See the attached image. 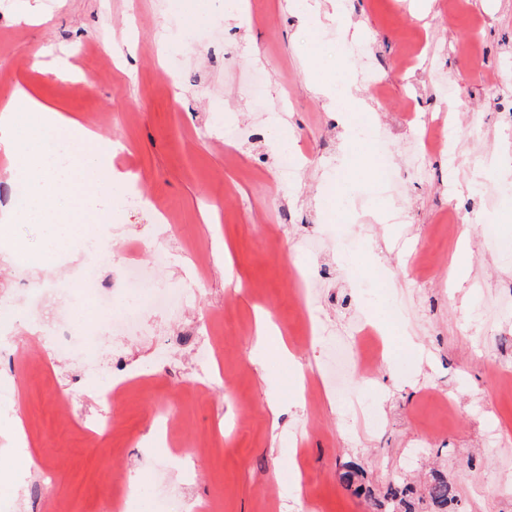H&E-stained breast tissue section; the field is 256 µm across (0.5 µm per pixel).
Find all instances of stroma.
Listing matches in <instances>:
<instances>
[{
	"instance_id": "stroma-1",
	"label": "stroma",
	"mask_w": 512,
	"mask_h": 512,
	"mask_svg": "<svg viewBox=\"0 0 512 512\" xmlns=\"http://www.w3.org/2000/svg\"><path fill=\"white\" fill-rule=\"evenodd\" d=\"M26 2L37 7V24L15 22ZM319 3L314 24L287 11L285 0H251L234 21L224 18V0H211L209 21L189 28L177 0H0V101L16 85L28 87L119 139L125 148L113 153V169L144 177L110 208L105 282L119 281L124 265L147 262L139 246L156 240L170 257L165 287L195 290L184 316L146 314L143 336L125 342L128 373L149 370L154 382L127 392L102 447L87 437L102 410L94 367L46 344L37 347L44 368L0 366L15 381L0 391V451L24 430L36 460L27 478L53 473V495L71 512H108L114 470L149 485L166 478L200 505L221 498L223 512H376L375 497L402 471L421 499L419 512H436L424 499L436 474L455 490L448 512H512V393L495 389L500 369L512 366V308L484 316L487 299L512 293V259L483 231L501 210L492 185L512 183V121L491 93L492 83L512 81V0H463L456 14L446 0H345L351 28L344 37L329 0ZM103 32L112 35L113 53L102 47ZM318 54L343 56L354 75L371 63L383 76L382 90L357 85L373 143L344 147L334 107L309 82ZM61 58L76 67L72 79L51 76ZM255 71L276 111L260 135L249 85ZM442 114L457 121L456 135L427 158L425 177L401 169L402 198L362 177L345 212L317 207L347 163L377 160V140L400 161L405 144L423 138L425 118ZM227 120L236 124L231 143L219 133ZM286 129L303 163L290 187L279 179L278 136ZM451 207L461 218L453 235L443 222ZM161 209L176 225L163 239L155 221ZM313 238L329 248L307 252L303 243ZM461 247L470 262L457 277ZM193 250L204 256L203 269ZM420 251L431 271L419 285L411 260ZM0 253L7 257L0 306L18 316L8 335H44L29 306L79 273L83 255L42 269L11 256L9 246ZM345 254L357 269L342 266ZM378 266L386 279L373 275ZM297 273L320 298L305 311L293 292ZM263 308L310 373L327 370L336 339L349 336L357 319L400 310L405 333L393 339V364L378 363L372 382L354 369L346 381L372 409L348 415L345 396L332 389L295 400L297 379L286 362L254 363ZM209 315L224 357L223 374L212 376L194 344H164ZM167 387L179 392L177 425L169 447L149 448L156 428L149 395ZM59 392L76 396L74 419L59 411ZM274 398L284 404L275 427L266 414ZM200 438L208 443L201 454L193 448ZM178 454L190 459L186 471L172 465ZM351 463L360 470L359 495L341 480Z\"/></svg>"
}]
</instances>
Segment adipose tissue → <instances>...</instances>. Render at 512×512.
I'll use <instances>...</instances> for the list:
<instances>
[{"instance_id":"ef3b65f1","label":"adipose tissue","mask_w":512,"mask_h":512,"mask_svg":"<svg viewBox=\"0 0 512 512\" xmlns=\"http://www.w3.org/2000/svg\"><path fill=\"white\" fill-rule=\"evenodd\" d=\"M336 73L333 79L313 78L312 84L334 104L346 144L369 143L368 107L344 59H337ZM0 150L10 160L8 176L28 189L18 220L43 227L35 264H53L79 246L90 254L109 242L105 231L86 241L84 226L128 192L131 181L113 170L101 136L20 85L0 103Z\"/></svg>"}]
</instances>
